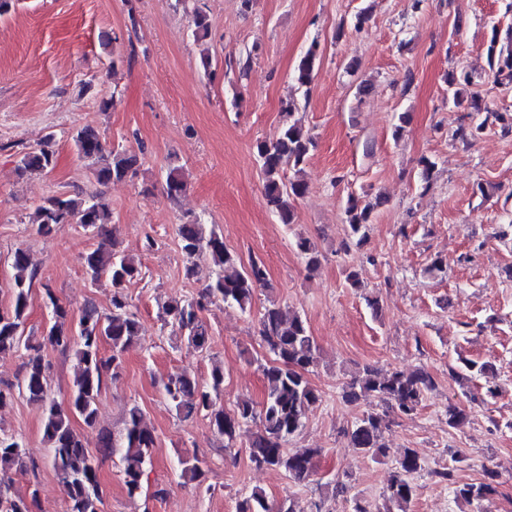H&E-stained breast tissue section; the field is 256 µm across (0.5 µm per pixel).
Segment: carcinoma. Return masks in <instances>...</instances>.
Returning <instances> with one entry per match:
<instances>
[{
    "mask_svg": "<svg viewBox=\"0 0 512 512\" xmlns=\"http://www.w3.org/2000/svg\"><path fill=\"white\" fill-rule=\"evenodd\" d=\"M188 0H176L189 18L194 40L199 42L209 34V22L203 7H188ZM487 59L495 80L500 84L512 83V42L499 44L498 31L492 29L487 46ZM318 62L317 47H310L300 59L295 81L301 87L310 84ZM473 84L472 75L461 70L448 78V99L460 106L466 89ZM288 117L277 134L256 140V153L264 182L266 204L283 224L294 223L292 201L307 191L300 178L302 165L314 147L313 138L304 132L294 119L296 102L289 98L281 102ZM76 153L87 162L100 185L122 182L135 177L141 166V157L123 147L107 148L99 134L85 127L72 137ZM55 151L46 144L23 151L17 160V171L23 175L42 171L54 165ZM294 171V179L285 181L284 172ZM188 182L183 168L168 165L165 173L166 197L176 202L185 196ZM385 203L377 195L363 200L351 195L345 207L349 243L362 245L376 210ZM185 221L179 225L180 249L185 260V275L198 273V262L207 260L212 265L208 283L196 296L174 300L161 307L164 324L169 325L195 348L203 351L209 342V326L203 318L208 305L221 301L226 307L243 312L251 309L254 293L265 285L267 271L262 261L255 258L243 263L240 256L224 244L216 230H206L201 216L186 212ZM111 206L104 195L84 196L60 194L48 196L38 204L28 217V223L39 233H49L59 224H79L86 230L101 232L111 223ZM296 246L309 270L320 262L317 246L308 238L297 239ZM83 267L91 282L110 279L112 285L111 308L99 310L89 302L84 307L78 324H73L70 311L59 301L49 286H44L45 304L50 311L49 326L42 340L23 338L28 318L31 291L38 277V269L26 250L18 248L12 258V301L8 308L0 309V356L24 349L28 359L23 364V375L17 384L0 383V409L22 397L43 413V435L51 450V464L66 492L68 512H100L103 488L95 456L73 426L80 418L91 427L95 424L98 401L108 380L118 376L121 355L140 336V322L130 311L127 285L143 279L142 266L134 256L116 250V242L104 238L96 248L83 256ZM259 335L271 358L258 362L264 381L262 399L237 401L233 411L221 404L224 394V368L214 364L210 378L199 381L187 371L169 374L162 382V390L177 415L188 419L206 416L213 430L224 438V448L234 447L237 432L251 423L256 433L250 444L249 461L256 469H277L294 482L308 479L315 473L317 448L291 450L288 442L298 434L307 415L321 401L320 392L311 384L309 373L319 361V349L311 336L306 320L300 312L281 307L272 301L264 307L259 317ZM109 345L112 354L103 351ZM52 349L71 352L76 361V372L68 397L58 402L51 395L48 381L49 363L43 351ZM449 371L460 384L471 383L489 371V365L458 357ZM435 387L432 375L423 368L411 372H383L367 366L350 376L342 388L341 398L347 403L360 399L376 401V409L363 414L344 431L349 446L374 461L389 457L384 441V430L393 415H413L428 392ZM446 422L451 429H459L468 422L465 410L456 405L448 406ZM156 437L149 427L142 409L134 405L128 409L125 427L115 437L107 433L100 437L99 453H117L123 483L127 494L133 498L144 491L149 469L153 464ZM180 477L187 481L203 483L205 471L195 456L180 460ZM21 467L36 471L38 463L26 459L22 443L13 435L0 429V468ZM424 470L418 453L406 448L395 458V471L387 486L386 512H407L410 503L420 492L413 476ZM438 481L448 484L454 496L466 503H483L497 493L499 482L494 472L485 471L486 479L473 483H458L450 467L432 471ZM37 491L29 495H10L0 489V512H33ZM237 512H298L294 501L285 499L273 508L262 489H253L244 498Z\"/></svg>",
    "mask_w": 512,
    "mask_h": 512,
    "instance_id": "carcinoma-1",
    "label": "carcinoma"
}]
</instances>
